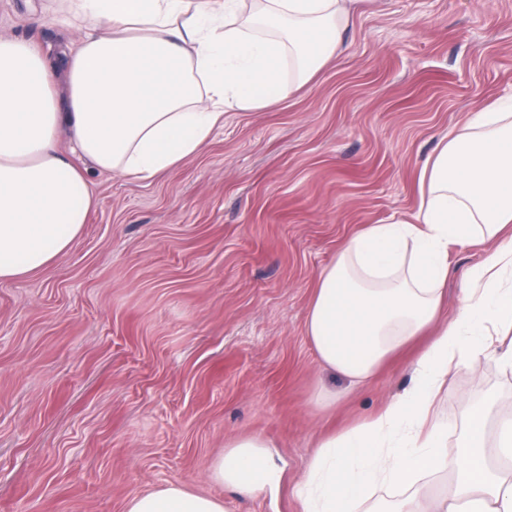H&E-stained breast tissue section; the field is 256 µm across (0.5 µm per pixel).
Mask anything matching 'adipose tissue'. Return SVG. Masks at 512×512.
Wrapping results in <instances>:
<instances>
[{"label":"adipose tissue","mask_w":512,"mask_h":512,"mask_svg":"<svg viewBox=\"0 0 512 512\" xmlns=\"http://www.w3.org/2000/svg\"><path fill=\"white\" fill-rule=\"evenodd\" d=\"M242 0H59L77 48L56 55L0 37V282L52 266L95 204L86 172L151 178L195 153L228 111H260L303 89L344 45L352 0H265L277 37L227 28ZM68 139L70 153L60 151ZM488 242L455 316L440 317L448 247ZM512 113L475 114L420 175L413 221L373 224L322 269L306 333L326 368L366 386L416 341L414 385L376 415L322 436L294 487L301 512H353L373 488L402 490L394 512H512V419L470 408L448 458L433 403L451 367L486 353L512 367ZM448 474L435 496L420 478ZM215 483L259 494L278 484L261 438H236ZM126 512H225L178 486Z\"/></svg>","instance_id":"obj_1"}]
</instances>
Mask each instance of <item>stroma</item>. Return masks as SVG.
Wrapping results in <instances>:
<instances>
[{
    "mask_svg": "<svg viewBox=\"0 0 512 512\" xmlns=\"http://www.w3.org/2000/svg\"><path fill=\"white\" fill-rule=\"evenodd\" d=\"M48 5L0 0V35L78 40L42 22ZM345 45L274 109L226 112L174 169L90 172L82 236L54 266L0 282V512H126L171 484L226 512H299L318 434L410 390L406 353L359 390L320 365L315 279L368 225L410 219L441 140L512 96V0H357ZM484 250L451 248L448 314ZM488 395L512 414L496 357L449 373L435 403L449 456ZM249 435L271 446L279 491L210 479Z\"/></svg>",
    "mask_w": 512,
    "mask_h": 512,
    "instance_id": "stroma-1",
    "label": "stroma"
}]
</instances>
